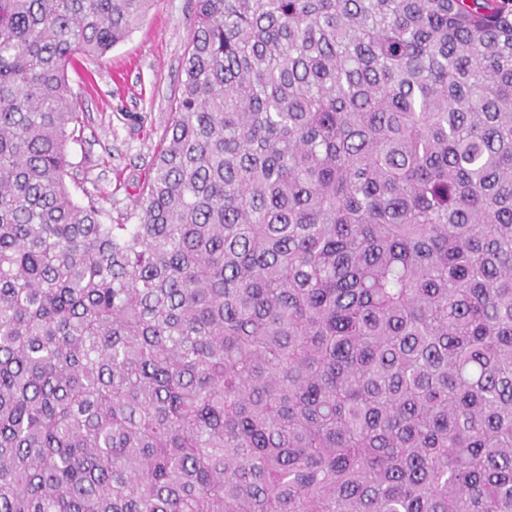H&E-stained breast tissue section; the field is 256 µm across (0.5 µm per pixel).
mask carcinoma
Instances as JSON below:
<instances>
[{"instance_id": "obj_1", "label": "carcinoma", "mask_w": 512, "mask_h": 512, "mask_svg": "<svg viewBox=\"0 0 512 512\" xmlns=\"http://www.w3.org/2000/svg\"><path fill=\"white\" fill-rule=\"evenodd\" d=\"M0 0V512H512V0H194L135 224Z\"/></svg>"}]
</instances>
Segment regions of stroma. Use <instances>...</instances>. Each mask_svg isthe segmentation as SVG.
Masks as SVG:
<instances>
[{"label": "stroma", "mask_w": 512, "mask_h": 512, "mask_svg": "<svg viewBox=\"0 0 512 512\" xmlns=\"http://www.w3.org/2000/svg\"><path fill=\"white\" fill-rule=\"evenodd\" d=\"M193 26V0H154L128 39L68 69L83 124L68 145L66 182L77 202L95 199L104 223L136 221L139 186L180 95Z\"/></svg>", "instance_id": "stroma-1"}]
</instances>
